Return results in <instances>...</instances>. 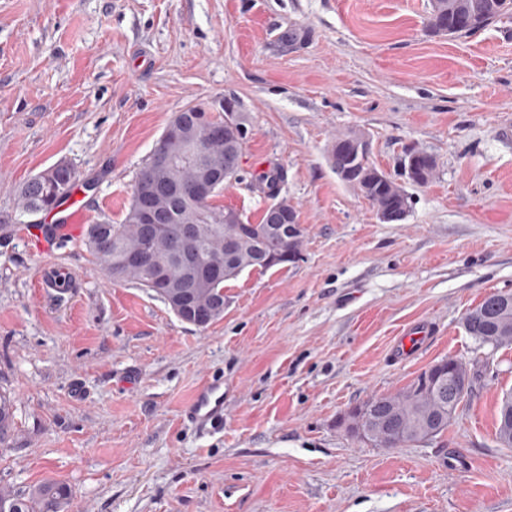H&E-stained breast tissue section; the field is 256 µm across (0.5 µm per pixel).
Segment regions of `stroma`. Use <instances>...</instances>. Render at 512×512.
Listing matches in <instances>:
<instances>
[{"mask_svg":"<svg viewBox=\"0 0 512 512\" xmlns=\"http://www.w3.org/2000/svg\"><path fill=\"white\" fill-rule=\"evenodd\" d=\"M430 6L0 0V390L16 408L0 487L63 482L68 512H512L496 435L512 345L463 324L512 293V14L448 38L428 32ZM227 99L249 142L214 204L258 222L252 182L280 165L304 238L295 261L226 281L223 317L199 328L109 280L83 229L122 222L176 113L220 119ZM349 132L410 196L402 223L333 169ZM409 148L435 157L430 183L404 175ZM59 162L76 205L22 214V185ZM32 226L60 244L37 248ZM58 271L61 291L46 285ZM414 324L431 335L405 358L394 341ZM446 358L480 378L442 434L378 448L349 432L353 408ZM211 376L224 427L203 433L181 408Z\"/></svg>","mask_w":512,"mask_h":512,"instance_id":"stroma-1","label":"stroma"}]
</instances>
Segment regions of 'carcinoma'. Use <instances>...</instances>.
<instances>
[{
	"label": "carcinoma",
	"instance_id": "obj_1",
	"mask_svg": "<svg viewBox=\"0 0 512 512\" xmlns=\"http://www.w3.org/2000/svg\"><path fill=\"white\" fill-rule=\"evenodd\" d=\"M512 9V0H431L428 27L437 34H468L483 29ZM180 115L187 124L196 126L194 140L186 145H173L170 152L176 162L167 167L162 180L181 188V193L170 196L162 191L152 198L154 205L174 215L173 223L158 235H147L137 218L140 208L139 186L154 165L149 158L136 174L131 201L123 223L102 222L90 224L86 230L87 243L102 263L106 275L119 281H132L142 288H150L155 270L166 268L171 286L183 288L193 302L207 306L221 298L224 282L236 278L247 268L267 270L263 262L270 254L291 255L297 258L303 242V229L296 225L283 226L277 234L264 231L268 211H263L256 225L259 234L243 240L233 227L224 224L226 208L211 203L212 196L200 197L193 187L200 174L212 170L224 174V165L232 158L228 146L229 132L224 122L210 120L198 124L197 115L188 108ZM414 160L416 179L424 185L436 174L437 161L423 150H410L406 160ZM255 188L267 199L269 207L296 214L284 198H279L283 174L276 165L255 176ZM76 183L75 169L67 164L64 169H53L29 180L21 189L22 213L50 212L70 195ZM363 196L375 209H395L409 212L411 198L404 187L376 167L359 187ZM190 222L197 228L192 239L182 236V226ZM480 310L482 314L474 315ZM474 311L464 317L466 332L482 345H499L503 328L512 330V305L505 308L499 295L487 296ZM454 359H443L430 370L443 372L442 390H430L423 385L428 371L421 372L399 391L370 398L377 408L390 413V439L377 436L368 443L385 448L424 441L422 431L428 425L434 435L448 428V404L460 405L471 387L461 390L448 377V366ZM14 403L0 392V440L14 425ZM71 493L60 481L47 480L29 494L15 493L0 488V512H66Z\"/></svg>",
	"mask_w": 512,
	"mask_h": 512
}]
</instances>
